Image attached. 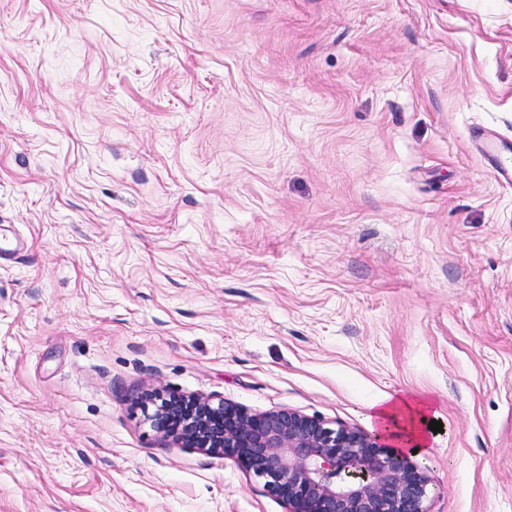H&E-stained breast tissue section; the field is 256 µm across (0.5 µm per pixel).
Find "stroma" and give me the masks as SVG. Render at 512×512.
Listing matches in <instances>:
<instances>
[{
	"mask_svg": "<svg viewBox=\"0 0 512 512\" xmlns=\"http://www.w3.org/2000/svg\"><path fill=\"white\" fill-rule=\"evenodd\" d=\"M512 0H0V512H284L160 389L377 433L512 512ZM507 140H499L489 145L486 155L492 161L495 178L505 184H512V148ZM376 412L379 429L399 443L414 444L418 451L425 446V431L430 418L427 411L431 404L422 399L399 397L393 401H384Z\"/></svg>",
	"mask_w": 512,
	"mask_h": 512,
	"instance_id": "obj_1",
	"label": "stroma"
}]
</instances>
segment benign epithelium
<instances>
[{"label":"benign epithelium","mask_w":512,"mask_h":512,"mask_svg":"<svg viewBox=\"0 0 512 512\" xmlns=\"http://www.w3.org/2000/svg\"><path fill=\"white\" fill-rule=\"evenodd\" d=\"M139 405L162 438L236 459L285 512H428V467L383 435L208 397L150 392Z\"/></svg>","instance_id":"7a95c632"}]
</instances>
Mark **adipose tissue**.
<instances>
[{"mask_svg": "<svg viewBox=\"0 0 512 512\" xmlns=\"http://www.w3.org/2000/svg\"><path fill=\"white\" fill-rule=\"evenodd\" d=\"M430 408V403L422 399L387 400L377 410L376 420L387 436L421 448L426 442Z\"/></svg>", "mask_w": 512, "mask_h": 512, "instance_id": "adipose-tissue-1", "label": "adipose tissue"}]
</instances>
